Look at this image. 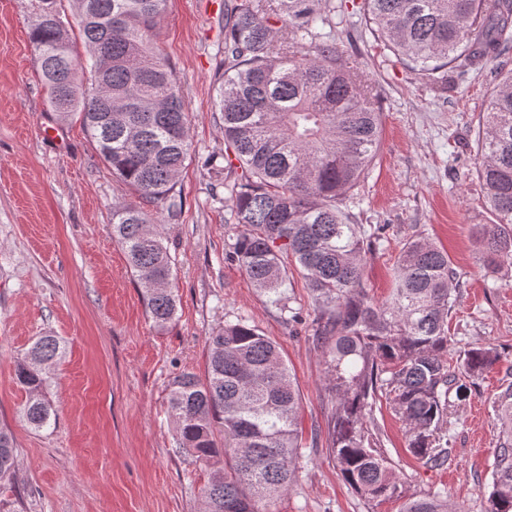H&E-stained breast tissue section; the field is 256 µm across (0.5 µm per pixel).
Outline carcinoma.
Masks as SVG:
<instances>
[{
  "instance_id": "1",
  "label": "carcinoma",
  "mask_w": 512,
  "mask_h": 512,
  "mask_svg": "<svg viewBox=\"0 0 512 512\" xmlns=\"http://www.w3.org/2000/svg\"><path fill=\"white\" fill-rule=\"evenodd\" d=\"M28 0L30 40L50 109L78 116L112 175L141 204L112 207V237L133 275L147 287L156 326L176 318L174 259L151 229L182 214L177 175L189 156L187 114L171 66L151 36L168 0ZM371 37L429 82L492 66L494 87L478 132L477 174L495 224H475L482 261L512 259V0H364ZM331 0H224V77L218 107L224 122L227 223L242 227L229 256L285 321L291 257L317 311L336 409L328 420L329 454L365 502L402 497L385 455L373 408L385 397L406 427L409 452L428 468L448 463V394L465 388L499 359L472 347L448 360V315L457 287L448 253L412 238L396 264L389 299L377 303L364 279L372 235L354 222L346 199L360 187L380 148L381 112L357 82V65L336 46ZM88 48L80 60L71 31ZM204 376L183 371L172 381L168 410L175 451L212 467L205 512H272L291 487L302 455L297 428L301 394L279 347L243 317L206 340ZM61 341L41 336L15 365L27 389L28 423H50L46 367ZM501 427L486 512H512V382L495 400ZM17 448L0 429V481L16 474ZM401 512H458L443 494L408 497Z\"/></svg>"
}]
</instances>
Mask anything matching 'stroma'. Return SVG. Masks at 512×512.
Returning a JSON list of instances; mask_svg holds the SVG:
<instances>
[{"mask_svg":"<svg viewBox=\"0 0 512 512\" xmlns=\"http://www.w3.org/2000/svg\"><path fill=\"white\" fill-rule=\"evenodd\" d=\"M361 3L343 0L334 21L337 43L356 59L382 112L380 150L352 209L357 223L380 230L367 292L388 299L404 243L424 234L447 250L459 276L453 350L489 345L500 354L465 400L449 396L442 468L408 452L406 428L386 402L374 416L407 495L439 491L462 512H486L499 441L494 399L512 378V262L484 268L472 233L496 221L474 143L493 81L472 70L452 76L447 89L433 87L374 45ZM34 20L23 0H0V425L18 448L14 480L0 483V512H203L212 470L175 454L167 394L180 372H204L207 336L239 315L277 341L302 398L305 448L276 512H400L395 499L375 507L361 500L314 441L335 398L303 274L288 269L302 320L287 322L227 257L238 227L224 221V0H168L153 39L181 89L191 144L177 184L182 215L158 226L175 259L177 316L164 328L154 325L146 290L112 237L113 205L138 198L113 177L81 123L51 111L30 40ZM48 333L65 354L48 374L51 424L37 430L24 416L28 393L14 368Z\"/></svg>","mask_w":512,"mask_h":512,"instance_id":"35a3bbf8","label":"stroma"}]
</instances>
